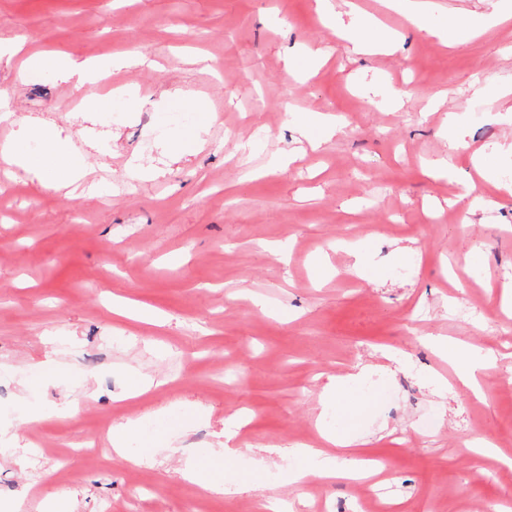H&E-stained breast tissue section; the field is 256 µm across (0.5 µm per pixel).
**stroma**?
I'll list each match as a JSON object with an SVG mask.
<instances>
[{
  "label": "stroma",
  "mask_w": 512,
  "mask_h": 512,
  "mask_svg": "<svg viewBox=\"0 0 512 512\" xmlns=\"http://www.w3.org/2000/svg\"><path fill=\"white\" fill-rule=\"evenodd\" d=\"M427 3L447 39L389 0H0V44L22 42L0 55L12 110L0 147L66 180L24 136L40 125L82 170L81 185L47 191L9 178L0 157V500L43 512L59 485L73 512L352 506L351 484L289 482L306 464L301 439L320 446L323 429L391 457L408 512L512 497V467L476 465L469 448L484 438L512 454V307L500 303L512 289V16L492 19L486 0ZM328 9L377 51H352ZM123 50L153 68L83 94L54 68H27L35 55ZM114 111L127 120L107 123ZM182 111L192 121L174 127ZM316 112L337 117L331 138L302 132ZM446 162L454 178L438 172ZM468 187L482 199L471 215L451 203ZM115 297L163 324L114 317ZM427 336L494 353L481 397ZM134 373L155 385L129 399ZM345 375L346 395L331 398ZM242 409L228 461L224 421ZM114 434L136 454L112 456ZM92 435L104 454H76ZM188 465L224 495L184 480Z\"/></svg>",
  "instance_id": "stroma-1"
}]
</instances>
